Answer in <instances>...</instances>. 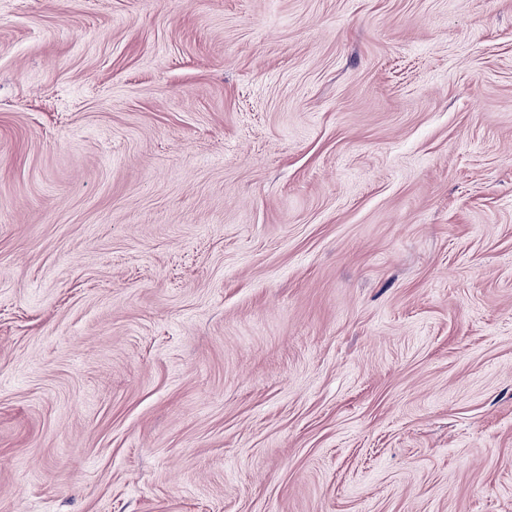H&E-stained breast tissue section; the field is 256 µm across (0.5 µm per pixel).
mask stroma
I'll return each instance as SVG.
<instances>
[{
	"mask_svg": "<svg viewBox=\"0 0 512 512\" xmlns=\"http://www.w3.org/2000/svg\"><path fill=\"white\" fill-rule=\"evenodd\" d=\"M0 512H512V0H0Z\"/></svg>",
	"mask_w": 512,
	"mask_h": 512,
	"instance_id": "35a3bbf8",
	"label": "stroma"
}]
</instances>
